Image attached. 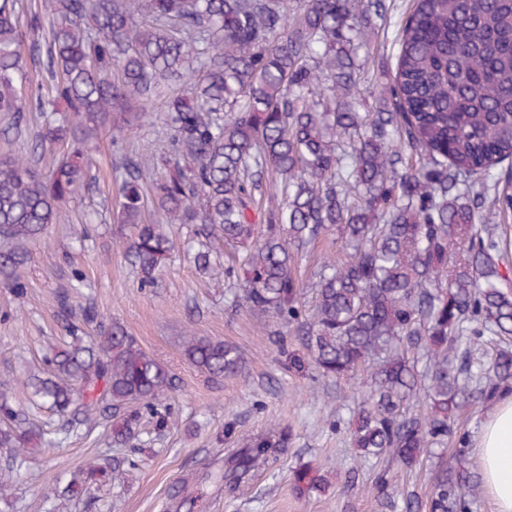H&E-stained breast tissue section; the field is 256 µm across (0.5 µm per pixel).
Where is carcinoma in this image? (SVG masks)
<instances>
[{
    "mask_svg": "<svg viewBox=\"0 0 512 512\" xmlns=\"http://www.w3.org/2000/svg\"><path fill=\"white\" fill-rule=\"evenodd\" d=\"M146 9L151 22H137ZM391 9V0H42L29 23L51 22L42 82L52 97L35 102L45 115L38 141L67 151L47 176L27 156L0 158V277L26 294L15 272L31 245L90 188L86 144L109 132L123 143L150 118L145 105L165 97L173 158L155 179L151 159H125L118 194L115 246L140 284L154 285L177 248L145 217L148 183L167 223L203 239L197 268L281 325L273 343L288 370L312 364L338 383L367 373L349 474L374 458L424 465V503L390 469L369 491L392 512H467L473 475L458 416L512 390V195L496 172L512 159V0H414L396 61L381 67L387 97L361 112L355 57L370 53ZM21 11V0H0V112L17 133L30 111L16 82ZM267 178L275 204L264 202ZM330 236L343 257L323 261L307 288L301 257ZM66 331L42 375L16 382L63 419L62 433L106 422L124 444L145 414L168 426L175 379L123 325L87 298ZM183 346L213 382L244 370L230 340L190 332ZM23 421L1 390L0 448L10 450L1 484L36 445L57 444ZM292 440L290 426L274 424L232 442L224 495L275 466ZM117 465L105 458L85 471L105 481ZM320 482L309 463L292 471L297 495Z\"/></svg>",
    "mask_w": 512,
    "mask_h": 512,
    "instance_id": "carcinoma-1",
    "label": "carcinoma"
}]
</instances>
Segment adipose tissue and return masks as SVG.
<instances>
[{"label":"adipose tissue","instance_id":"adipose-tissue-1","mask_svg":"<svg viewBox=\"0 0 512 512\" xmlns=\"http://www.w3.org/2000/svg\"><path fill=\"white\" fill-rule=\"evenodd\" d=\"M474 448L492 512H512V392L490 404Z\"/></svg>","mask_w":512,"mask_h":512}]
</instances>
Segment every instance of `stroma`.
<instances>
[{
  "mask_svg": "<svg viewBox=\"0 0 512 512\" xmlns=\"http://www.w3.org/2000/svg\"><path fill=\"white\" fill-rule=\"evenodd\" d=\"M147 109L151 121L129 133L123 146H114L107 133L92 141L96 190L65 203L60 222L33 246V259L20 272L26 296L17 298L0 283V382L36 372L44 346L63 334L57 296L68 289L74 301L92 297L169 368L178 385L169 401L170 423L162 430L141 423L132 440V467L122 461L124 447L112 445L110 430L100 426L35 453L26 471L0 490V512H170L169 494L188 474L207 467L223 472L227 431L246 436L277 422L290 425L294 434L277 466L257 472L234 498L211 480L193 485L192 512H387L364 491L371 468L360 472L357 486L344 485L349 422L363 393L358 382L339 386L311 368L288 371L246 307L231 302L225 282L200 274L191 256L174 253L156 284L142 288L135 267L113 247L120 229L115 187L123 155H137L147 144L158 157L172 151L161 100ZM189 331L238 344L244 372L220 384L207 382L184 354ZM105 457L121 462L110 481L77 497L43 502L46 488L81 477L88 461ZM306 462L319 468L327 486L298 497L290 475Z\"/></svg>",
  "mask_w": 512,
  "mask_h": 512,
  "instance_id": "35a3bbf8",
  "label": "stroma"
}]
</instances>
